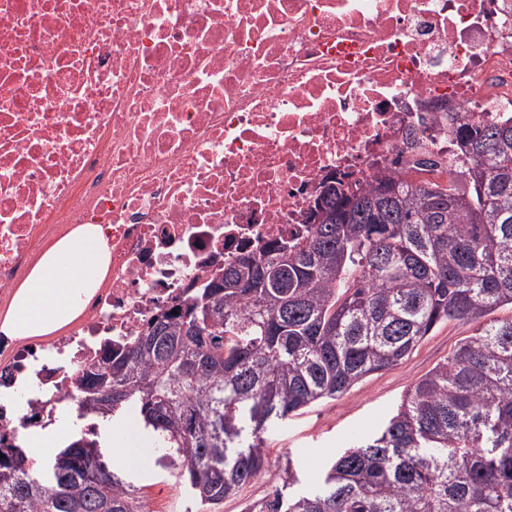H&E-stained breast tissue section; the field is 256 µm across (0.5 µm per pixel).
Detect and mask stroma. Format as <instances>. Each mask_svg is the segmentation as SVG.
Returning a JSON list of instances; mask_svg holds the SVG:
<instances>
[{
    "label": "stroma",
    "instance_id": "stroma-1",
    "mask_svg": "<svg viewBox=\"0 0 512 512\" xmlns=\"http://www.w3.org/2000/svg\"><path fill=\"white\" fill-rule=\"evenodd\" d=\"M474 325L451 321L438 326L398 365L356 385L348 394L305 407L274 427L266 437L268 469L212 512H248L278 482L279 467L293 460L301 482L318 476L323 466L348 448L354 436L378 431L402 395L422 375L445 361L456 344L473 334ZM144 502L164 500L168 512H211L190 497L161 463L130 473Z\"/></svg>",
    "mask_w": 512,
    "mask_h": 512
}]
</instances>
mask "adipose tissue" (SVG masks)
<instances>
[{"instance_id": "ef3b65f1", "label": "adipose tissue", "mask_w": 512, "mask_h": 512, "mask_svg": "<svg viewBox=\"0 0 512 512\" xmlns=\"http://www.w3.org/2000/svg\"><path fill=\"white\" fill-rule=\"evenodd\" d=\"M109 264V252L100 227L83 225L56 241L44 252L16 291L0 320L8 336H49L70 325L82 314ZM106 444L116 448L118 465L138 467L153 449L147 448L129 427L113 428L101 422Z\"/></svg>"}]
</instances>
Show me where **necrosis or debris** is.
Listing matches in <instances>:
<instances>
[{
    "instance_id": "1",
    "label": "necrosis or debris",
    "mask_w": 512,
    "mask_h": 512,
    "mask_svg": "<svg viewBox=\"0 0 512 512\" xmlns=\"http://www.w3.org/2000/svg\"><path fill=\"white\" fill-rule=\"evenodd\" d=\"M512 117V0H0V319L45 247L101 226L110 269L62 334H0V447L69 373L368 182L447 114Z\"/></svg>"
}]
</instances>
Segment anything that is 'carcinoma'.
I'll use <instances>...</instances> for the list:
<instances>
[{
	"label": "carcinoma",
	"mask_w": 512,
	"mask_h": 512,
	"mask_svg": "<svg viewBox=\"0 0 512 512\" xmlns=\"http://www.w3.org/2000/svg\"><path fill=\"white\" fill-rule=\"evenodd\" d=\"M460 175L399 160L368 184L334 179L336 221L304 224L193 289L177 313L72 381L79 416L130 412L201 505L266 470L265 434L407 357L439 325L477 323L376 433L321 481L283 484L249 512H512V120L449 129ZM259 262L268 276L228 288ZM98 440L44 466L24 442L0 458V512H144Z\"/></svg>",
	"instance_id": "cac0c4a2"
}]
</instances>
